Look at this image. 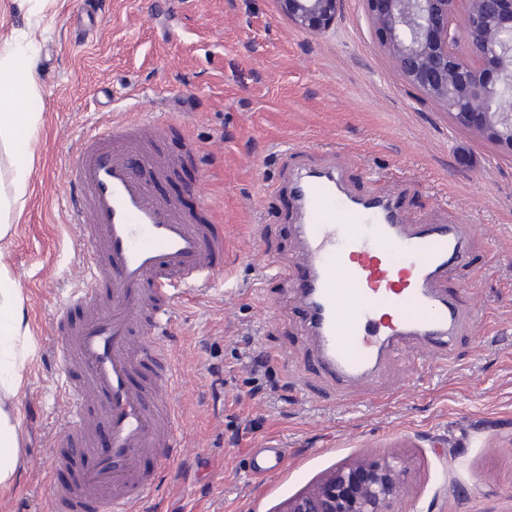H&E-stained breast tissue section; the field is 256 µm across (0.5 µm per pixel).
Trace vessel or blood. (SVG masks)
<instances>
[{
	"label": "vessel or blood",
	"instance_id": "b4317fda",
	"mask_svg": "<svg viewBox=\"0 0 512 512\" xmlns=\"http://www.w3.org/2000/svg\"><path fill=\"white\" fill-rule=\"evenodd\" d=\"M159 139V123L140 115L101 124L65 166L82 276L51 346L64 400L43 485L49 512H136L181 445L175 407L157 396L176 386L164 339L180 299L205 295L223 276L224 227L212 223L209 205L192 214L155 191L181 162L157 150ZM301 153L290 150L288 188L303 275L274 257L266 269L293 280L306 302L325 373L365 382L411 341L447 346L465 316L444 292L465 253L463 226L408 223L398 198L351 192L333 166L307 170ZM76 308L84 312L77 322ZM92 416L111 433L103 455L85 438ZM251 456L258 479L279 476L287 462L275 441Z\"/></svg>",
	"mask_w": 512,
	"mask_h": 512
}]
</instances>
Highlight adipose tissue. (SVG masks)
<instances>
[{
  "instance_id": "obj_1",
  "label": "adipose tissue",
  "mask_w": 512,
  "mask_h": 512,
  "mask_svg": "<svg viewBox=\"0 0 512 512\" xmlns=\"http://www.w3.org/2000/svg\"><path fill=\"white\" fill-rule=\"evenodd\" d=\"M38 93L31 54L17 39L0 42V243L10 238L30 191L32 167L19 152L34 154L40 113L19 105ZM26 298L0 252V490L9 489L21 462L18 393L33 353Z\"/></svg>"
}]
</instances>
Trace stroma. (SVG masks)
I'll list each match as a JSON object with an SVG mask.
<instances>
[{"instance_id":"obj_1","label":"stroma","mask_w":512,"mask_h":512,"mask_svg":"<svg viewBox=\"0 0 512 512\" xmlns=\"http://www.w3.org/2000/svg\"><path fill=\"white\" fill-rule=\"evenodd\" d=\"M37 27L31 50L43 115L31 191L10 247L27 297L34 353L19 394L23 466L0 512H47L43 478L57 430L55 316L77 286L79 232L68 222L65 161L104 119L153 112L185 159L157 186L186 211L209 202L224 226L226 280L184 301L166 341L178 373L182 435L160 490L138 512H279L329 471L408 458L398 512H512V154L456 126L396 71L363 0L336 27L291 24L276 0H0V37ZM312 165L345 146L360 193L401 195L410 219L469 224L448 290L469 307L448 358L385 361L375 379L322 374L295 289L266 278L267 256L295 258L289 144ZM284 387L248 390L255 359ZM288 450L269 481L250 479V448Z\"/></svg>"}]
</instances>
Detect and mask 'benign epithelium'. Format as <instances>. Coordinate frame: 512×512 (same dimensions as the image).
<instances>
[{"label": "benign epithelium", "instance_id": "7a95c632", "mask_svg": "<svg viewBox=\"0 0 512 512\" xmlns=\"http://www.w3.org/2000/svg\"><path fill=\"white\" fill-rule=\"evenodd\" d=\"M305 31L336 25L341 0H278ZM399 74L460 127L512 153V0H364ZM407 460H354L280 512H395Z\"/></svg>", "mask_w": 512, "mask_h": 512}]
</instances>
